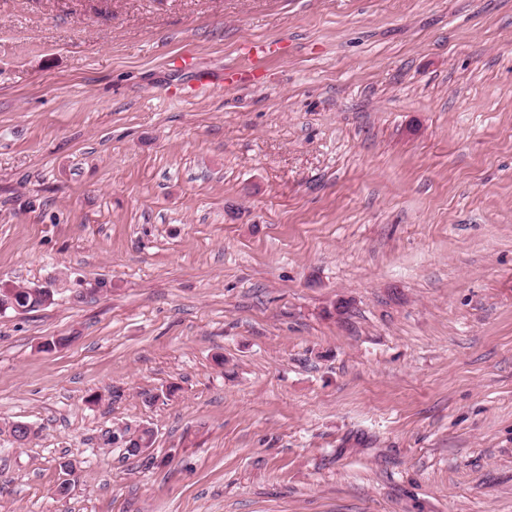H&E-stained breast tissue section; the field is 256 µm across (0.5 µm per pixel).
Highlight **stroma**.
<instances>
[{
  "mask_svg": "<svg viewBox=\"0 0 512 512\" xmlns=\"http://www.w3.org/2000/svg\"><path fill=\"white\" fill-rule=\"evenodd\" d=\"M18 285L0 512H512V0H0ZM25 291H17L13 293L9 289L7 290L3 296L5 297V301L10 302L11 305L9 307H1L2 311L5 308L15 310L17 309H33L36 307L43 306L47 303L50 294L48 291H44L42 288L36 287H25ZM12 304L14 306H12Z\"/></svg>",
  "mask_w": 512,
  "mask_h": 512,
  "instance_id": "35a3bbf8",
  "label": "stroma"
}]
</instances>
